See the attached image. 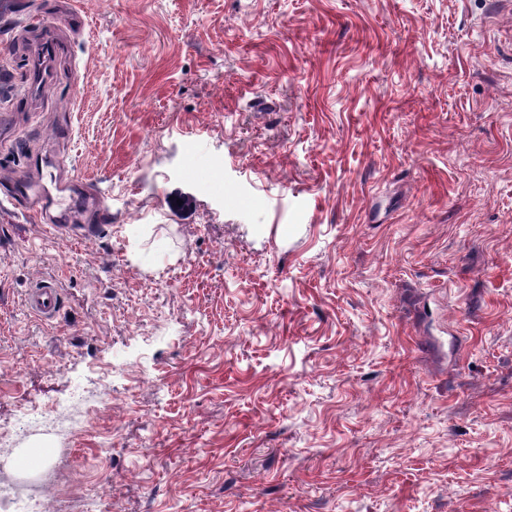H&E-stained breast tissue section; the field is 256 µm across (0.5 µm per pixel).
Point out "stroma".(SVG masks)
<instances>
[{
  "label": "stroma",
  "mask_w": 512,
  "mask_h": 512,
  "mask_svg": "<svg viewBox=\"0 0 512 512\" xmlns=\"http://www.w3.org/2000/svg\"><path fill=\"white\" fill-rule=\"evenodd\" d=\"M0 59L1 451L104 388L112 512H512V0H0ZM60 52V46L53 40H45L41 43L37 59L31 73L21 80L23 87H39L50 79V65ZM25 306L29 313L42 320H51L57 316L60 307V293L54 279L36 282L25 295Z\"/></svg>",
  "instance_id": "1"
}]
</instances>
